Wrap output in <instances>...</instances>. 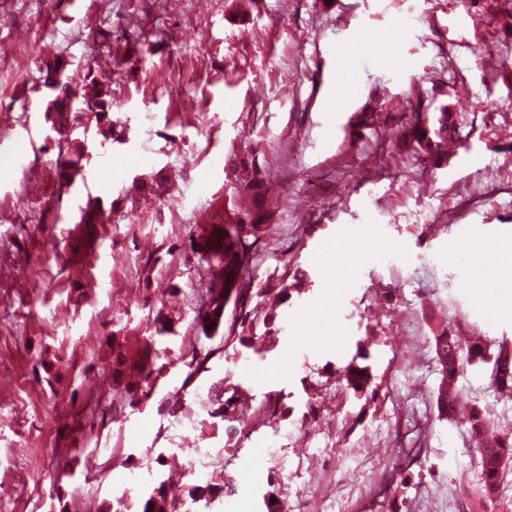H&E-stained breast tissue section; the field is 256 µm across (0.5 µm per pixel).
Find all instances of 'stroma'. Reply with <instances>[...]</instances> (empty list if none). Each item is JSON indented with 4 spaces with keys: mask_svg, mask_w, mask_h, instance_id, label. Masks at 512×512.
<instances>
[{
    "mask_svg": "<svg viewBox=\"0 0 512 512\" xmlns=\"http://www.w3.org/2000/svg\"><path fill=\"white\" fill-rule=\"evenodd\" d=\"M58 60L114 101L110 137L74 130L66 186L44 85ZM422 103L462 120L448 160L396 147ZM244 157L275 207L238 316L208 338L191 241L207 211L247 204ZM90 203L104 223H82ZM506 243L512 0H0V512H140L168 474L157 456L188 448L211 455L213 512L228 496L266 512L270 492L288 512H468L475 441L438 415L434 337L512 346V282L472 285ZM151 338L150 396L118 397L113 350ZM360 354L357 394L343 369ZM456 391L512 431L485 373Z\"/></svg>",
    "mask_w": 512,
    "mask_h": 512,
    "instance_id": "obj_1",
    "label": "stroma"
}]
</instances>
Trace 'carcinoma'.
<instances>
[{
	"mask_svg": "<svg viewBox=\"0 0 512 512\" xmlns=\"http://www.w3.org/2000/svg\"><path fill=\"white\" fill-rule=\"evenodd\" d=\"M55 111L71 113L81 106L96 115L112 111V95L109 83L99 81L96 76L85 74L82 83L73 87L68 81L56 87ZM457 132V116L446 106L437 112H427L425 117H416L401 125L403 147L418 154L427 155L430 161H440L448 140ZM241 188L250 196L248 208H224L214 212L201 232L208 233V252L199 255L207 263L211 277L224 273V285H238L244 277V268L256 250L265 229L267 213V192L264 179L259 176L256 165L242 164L238 177ZM434 348L442 369L440 386L452 387L463 375L464 369L472 368L484 361L488 344L480 339L462 341L456 331L443 330L434 336ZM112 374L114 380L124 381L127 370L134 368L140 382L151 386L152 376L158 371L156 360L159 352L155 344L147 343L137 352L122 350L112 352ZM346 382L356 392L368 385V367L349 366ZM437 409L440 415L454 419L463 417L472 437L477 439V466L479 481L474 489L480 500L493 501L500 488L503 470L507 461L512 460V434L494 433L489 430V420L484 409L473 403L467 408L457 405L451 396L438 393ZM178 490L162 480L145 500L142 512H178Z\"/></svg>",
	"mask_w": 512,
	"mask_h": 512,
	"instance_id": "obj_1",
	"label": "carcinoma"
}]
</instances>
